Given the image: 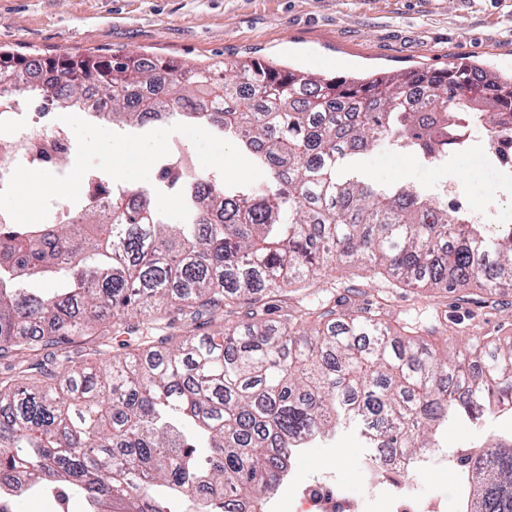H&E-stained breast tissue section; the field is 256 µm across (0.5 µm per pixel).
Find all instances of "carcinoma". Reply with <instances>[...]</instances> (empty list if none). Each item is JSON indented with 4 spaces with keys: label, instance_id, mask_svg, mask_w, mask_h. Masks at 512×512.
I'll return each mask as SVG.
<instances>
[{
    "label": "carcinoma",
    "instance_id": "carcinoma-1",
    "mask_svg": "<svg viewBox=\"0 0 512 512\" xmlns=\"http://www.w3.org/2000/svg\"><path fill=\"white\" fill-rule=\"evenodd\" d=\"M47 75L10 92L60 106L104 87L112 123H201L249 154L263 177L229 187L217 172L162 178L176 216L142 186L112 190L73 224L0 223V500L34 486L79 496L90 512H183L227 492L262 508L288 476L301 437L351 431L403 455L436 446L450 418L481 420L512 400V336L437 346L448 321L388 322L364 304L299 296L344 258L397 287L512 282V225L491 234L415 186H383L351 161L397 147L432 163L470 147L481 126L512 123V77L468 64L401 77L336 79L260 62L199 69L124 56L17 59ZM133 194L136 200H128ZM62 273L37 295L25 279ZM245 308L199 336L177 321ZM124 356L112 330L133 334ZM476 512H512V448L474 464Z\"/></svg>",
    "mask_w": 512,
    "mask_h": 512
}]
</instances>
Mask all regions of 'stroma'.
Segmentation results:
<instances>
[{
  "label": "stroma",
  "instance_id": "stroma-1",
  "mask_svg": "<svg viewBox=\"0 0 512 512\" xmlns=\"http://www.w3.org/2000/svg\"><path fill=\"white\" fill-rule=\"evenodd\" d=\"M52 58L145 54L185 67L258 60L336 77H366L415 67L476 62L512 73V0H0V51ZM381 184L413 181L438 194L454 185L465 206L492 208L512 222V178H499L484 143L466 162L424 164L393 148L360 158ZM359 299L389 291L394 317L445 311L449 336L460 331L512 336V288L489 297L455 291L389 288L355 268L347 279ZM367 451L349 433L309 449L299 478L333 476L342 494L368 502L378 491L361 468Z\"/></svg>",
  "mask_w": 512,
  "mask_h": 512
}]
</instances>
